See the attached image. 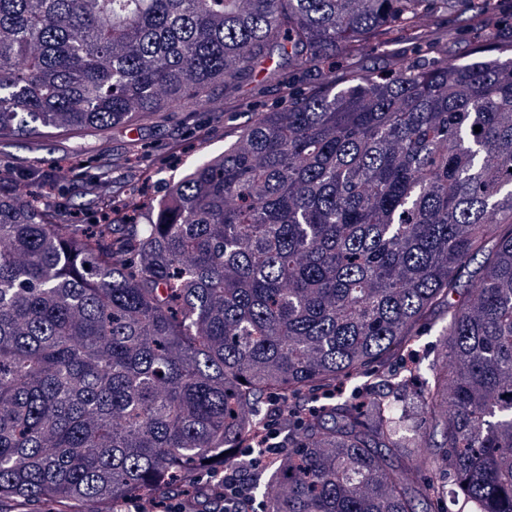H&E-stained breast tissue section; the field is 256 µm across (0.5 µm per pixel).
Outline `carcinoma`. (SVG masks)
I'll use <instances>...</instances> for the list:
<instances>
[{
	"label": "carcinoma",
	"mask_w": 512,
	"mask_h": 512,
	"mask_svg": "<svg viewBox=\"0 0 512 512\" xmlns=\"http://www.w3.org/2000/svg\"><path fill=\"white\" fill-rule=\"evenodd\" d=\"M449 2L0 0V137L279 82ZM325 82L170 183L119 250L39 177L0 186V498L116 504L230 464L261 396L362 375L437 311L441 364L287 419L266 512H428L441 467L458 512H512V58Z\"/></svg>",
	"instance_id": "carcinoma-1"
}]
</instances>
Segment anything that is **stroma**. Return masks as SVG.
<instances>
[{"label":"stroma","mask_w":512,"mask_h":512,"mask_svg":"<svg viewBox=\"0 0 512 512\" xmlns=\"http://www.w3.org/2000/svg\"><path fill=\"white\" fill-rule=\"evenodd\" d=\"M428 19L419 29L397 31L391 43H370L356 56L327 57L322 68L286 72L281 82L260 89L251 80L231 92L212 86L202 105L156 112L132 127H88L51 138L2 139L0 180L14 182L27 172L42 173L62 184L56 199L66 208L67 223L90 224L102 220L103 210L90 207L68 175L78 171L90 175L97 166L111 164L112 218L118 221L132 203L163 198L167 181L184 174L200 158L223 152L262 111L286 105L289 92L321 88L325 72H333L341 87L366 70L392 75L407 62L460 63L476 47L512 42V0H499L496 14L478 26L471 20L469 0H459L449 10L430 7ZM223 491V469L193 471L170 485L161 512H185L189 506L194 512H215L216 497Z\"/></svg>","instance_id":"obj_1"}]
</instances>
